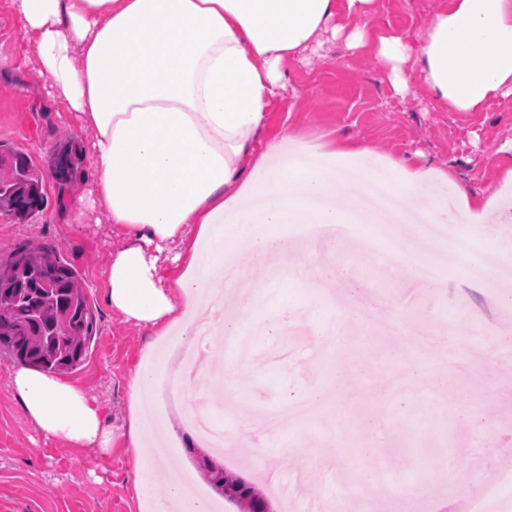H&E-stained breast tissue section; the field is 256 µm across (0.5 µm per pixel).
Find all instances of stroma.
Returning <instances> with one entry per match:
<instances>
[{
    "label": "stroma",
    "instance_id": "stroma-1",
    "mask_svg": "<svg viewBox=\"0 0 512 512\" xmlns=\"http://www.w3.org/2000/svg\"><path fill=\"white\" fill-rule=\"evenodd\" d=\"M449 0H374L376 31H400L416 36ZM36 48L22 43L6 0H0V143L26 153L40 170L44 204L18 224L0 217V254L22 241L55 248L78 271L86 288L97 328L86 361L72 378L102 402L113 426L127 416L130 380L150 341L147 333L110 310L103 299L107 259L123 242L108 224H71L61 213L58 184L48 160L58 144L73 140L70 121L48 95V83L36 72ZM286 87L279 90L270 111L269 133L282 124L302 139L331 141L343 138L362 142L378 157L409 158L418 166L450 167L457 181L473 198L490 190L502 192L503 210L491 221L512 215V185L503 173L512 167V95L491 100L479 112H451L431 96L416 67L405 66L404 94H396L387 75L375 62L373 46L347 51L343 43L324 45L309 61L290 65ZM359 238L348 241L340 261H354L356 281L369 286L363 300V323L345 350L319 351L312 338L284 342L272 353L243 361L235 384L225 385L229 400L223 421L238 429L246 411L265 424V410L282 397L295 400L310 389L331 382L330 365L347 358L358 361L351 380V400L333 409L318 410L307 421L272 431L267 451L241 449L224 466L261 487L275 512L283 499L267 487L265 476L277 471L280 481L300 482L307 501L335 497V469L347 467L350 482H357L372 463L384 466L392 486L401 491L420 483L421 512H464L467 500L499 475L503 454H512V376L501 369L505 352L492 339L475 343L460 335L454 351L436 347L408 351L405 360H387L386 337L376 325L387 313L416 308L412 330L429 334V320L448 322V311L458 296L470 302L469 311L481 325L496 328L505 311L501 300L478 282L450 274L447 283L431 294L419 285L382 275L379 264L363 258ZM13 363L0 357V512H148L132 490V470L124 438H116L110 455L92 448H72L40 436L20 414L13 389ZM447 377L450 392L459 394L456 408L444 411L422 383L408 379L412 370ZM184 412L178 399L166 398L146 408L148 417L168 420L179 432L169 464L182 470L194 492L202 493L212 512H237L234 504L216 494L200 468L202 448L191 446L179 423ZM478 416L479 425L462 423L459 415ZM389 429L382 457L364 453L367 433L362 417ZM294 437L301 451L312 453L311 471L296 467L281 454L278 444ZM455 458L453 480L443 482L434 462Z\"/></svg>",
    "mask_w": 512,
    "mask_h": 512
}]
</instances>
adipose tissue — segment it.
I'll use <instances>...</instances> for the list:
<instances>
[{
  "mask_svg": "<svg viewBox=\"0 0 512 512\" xmlns=\"http://www.w3.org/2000/svg\"><path fill=\"white\" fill-rule=\"evenodd\" d=\"M374 0H8L19 35L37 47V73L84 147L92 176L84 194L66 198L76 224H112L124 243L108 258L104 295L123 319L153 336L131 381L129 414L113 430L101 403L65 375L18 367V406L41 436L109 453L125 438L133 491L152 512H209L174 470L159 471L169 444L166 423L141 414L163 361L157 345L177 337L197 347L202 335H245L274 346L283 311L267 291L296 283L344 307V325L313 323L316 343L346 345L361 321L346 266L333 257L297 267L294 248L315 241L288 234L291 224L318 228L355 223L365 195L378 187L410 200L400 224L447 223L465 216L478 238L499 192L475 201L448 170L376 159L343 139L298 141L287 128L265 136L269 109L289 80L287 66L316 53L323 39L356 51L375 39V58L397 93L403 67L419 66L434 98L452 112H476L512 93V0H453L436 14L420 44L395 33L372 35ZM363 16V26L348 23ZM449 195H439V187ZM244 258L267 274L253 281L238 314L224 310L226 264ZM165 482L166 495L154 487Z\"/></svg>",
  "mask_w": 512,
  "mask_h": 512,
  "instance_id": "obj_1",
  "label": "adipose tissue"
}]
</instances>
